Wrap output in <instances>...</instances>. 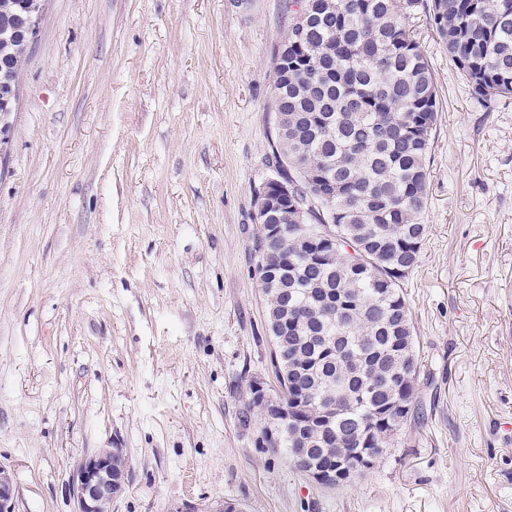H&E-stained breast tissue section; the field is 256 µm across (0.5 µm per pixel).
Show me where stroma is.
I'll return each mask as SVG.
<instances>
[{"label":"stroma","instance_id":"1","mask_svg":"<svg viewBox=\"0 0 512 512\" xmlns=\"http://www.w3.org/2000/svg\"><path fill=\"white\" fill-rule=\"evenodd\" d=\"M285 0H44L0 136V466L14 512H73L128 454L112 512H512V100L485 111L425 14L437 121L404 282L418 418L333 489L238 422L272 343L251 253ZM116 457L123 462L126 452L113 448ZM112 448H101L87 454L79 461L72 478L75 507L73 512H111L112 501L124 489L125 464L113 459Z\"/></svg>","mask_w":512,"mask_h":512}]
</instances>
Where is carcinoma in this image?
I'll return each instance as SVG.
<instances>
[{"instance_id": "cac0c4a2", "label": "carcinoma", "mask_w": 512, "mask_h": 512, "mask_svg": "<svg viewBox=\"0 0 512 512\" xmlns=\"http://www.w3.org/2000/svg\"><path fill=\"white\" fill-rule=\"evenodd\" d=\"M269 111L283 113L272 166L308 206L280 214L252 251L287 410L250 391L239 420L293 468H340L360 448L383 458L412 418L394 407L418 387L416 329L398 269L427 233L434 75L408 22L422 11L448 61L487 111L512 99V0H288ZM27 15L0 0V74L19 75ZM336 243L319 236L322 225ZM260 418L254 427L253 418Z\"/></svg>"}]
</instances>
